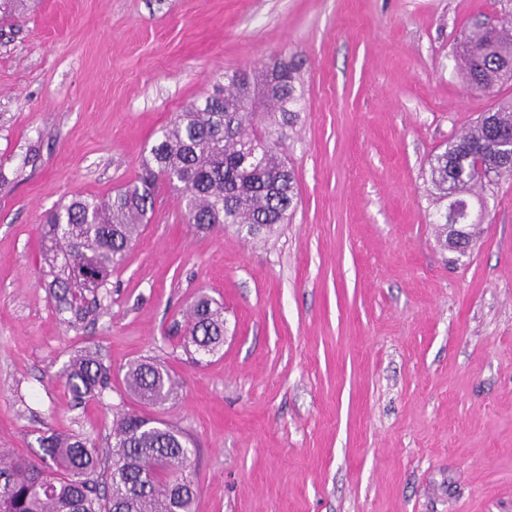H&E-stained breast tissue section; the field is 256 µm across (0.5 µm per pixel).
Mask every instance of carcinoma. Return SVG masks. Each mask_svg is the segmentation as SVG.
I'll return each instance as SVG.
<instances>
[{
  "instance_id": "obj_1",
  "label": "carcinoma",
  "mask_w": 512,
  "mask_h": 512,
  "mask_svg": "<svg viewBox=\"0 0 512 512\" xmlns=\"http://www.w3.org/2000/svg\"><path fill=\"white\" fill-rule=\"evenodd\" d=\"M457 61L479 91L512 81V28L476 27L464 34ZM294 60L274 57L260 70L224 74V84L189 104L142 156L134 181L112 197H74L40 225L44 259L69 309L108 287L112 271L139 236L161 185L185 192L188 222L199 230L234 227L257 237L287 224L296 208L297 182L286 156L288 130L299 117L304 87ZM512 143V101H501L448 142L431 159L432 202L445 208L436 225L443 246L474 242L479 221L470 220L471 200L485 172L512 174V151H490L493 137ZM271 139L266 155L246 161V145ZM186 335L199 353L224 340L223 307L199 297ZM128 391L149 407L165 404L176 381L154 363L127 367ZM111 370L88 355L72 360L66 387L74 401L100 396ZM108 449L79 434L46 431L41 454L11 458L0 452V512H194L197 487L191 477L195 449L177 428L138 413L113 421Z\"/></svg>"
}]
</instances>
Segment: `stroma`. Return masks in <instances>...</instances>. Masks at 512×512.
Returning a JSON list of instances; mask_svg holds the SVG:
<instances>
[{"mask_svg":"<svg viewBox=\"0 0 512 512\" xmlns=\"http://www.w3.org/2000/svg\"><path fill=\"white\" fill-rule=\"evenodd\" d=\"M512 0H29L0 21V448L42 430L105 445L142 412L195 443L196 512H512V176L484 183L482 230L449 251L423 175L496 98L460 74L474 23ZM302 63L288 140L298 204L270 237L201 232L161 186L108 293L61 308L38 227L132 181L142 155L225 72ZM224 305L192 357L186 313ZM112 388L75 402L74 355ZM166 365L143 407L128 364ZM124 380L128 391L149 407L165 404L176 386V381L167 369L150 362L130 364Z\"/></svg>","mask_w":512,"mask_h":512,"instance_id":"1","label":"stroma"}]
</instances>
